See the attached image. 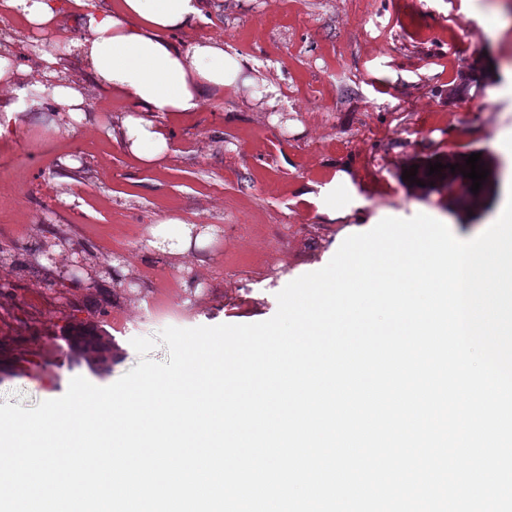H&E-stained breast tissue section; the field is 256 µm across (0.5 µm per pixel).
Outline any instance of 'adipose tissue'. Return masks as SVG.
Returning <instances> with one entry per match:
<instances>
[{"label":"adipose tissue","instance_id":"ef3b65f1","mask_svg":"<svg viewBox=\"0 0 512 512\" xmlns=\"http://www.w3.org/2000/svg\"><path fill=\"white\" fill-rule=\"evenodd\" d=\"M72 2L83 33L71 47L99 87L129 101L121 138L142 164H155L170 150L161 117L193 112L206 99L223 97L244 72L242 59L225 52L223 44L199 40L183 48L173 41L174 33L201 20L200 0H114L108 10L93 0ZM43 59L56 107L84 114L81 87L53 68L52 52H44Z\"/></svg>","mask_w":512,"mask_h":512}]
</instances>
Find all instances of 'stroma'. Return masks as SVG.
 Wrapping results in <instances>:
<instances>
[{
    "label": "stroma",
    "instance_id": "1",
    "mask_svg": "<svg viewBox=\"0 0 512 512\" xmlns=\"http://www.w3.org/2000/svg\"><path fill=\"white\" fill-rule=\"evenodd\" d=\"M176 41L222 42L253 87L164 117L170 151L145 166L121 144L129 109L84 62L58 55L84 85V120L54 109L41 46L81 29L64 0L54 30L0 13L23 76L0 87V404L30 409L73 377L107 386L137 366L136 337H157L158 307L179 328L272 318L276 295L323 268L350 235L423 213L473 238L512 195V0H202ZM498 14L501 33L483 27ZM485 66L469 81L473 65ZM272 83L284 105L258 98ZM481 154L492 190L459 211L404 170ZM211 225L184 254L154 247L168 218Z\"/></svg>",
    "mask_w": 512,
    "mask_h": 512
}]
</instances>
